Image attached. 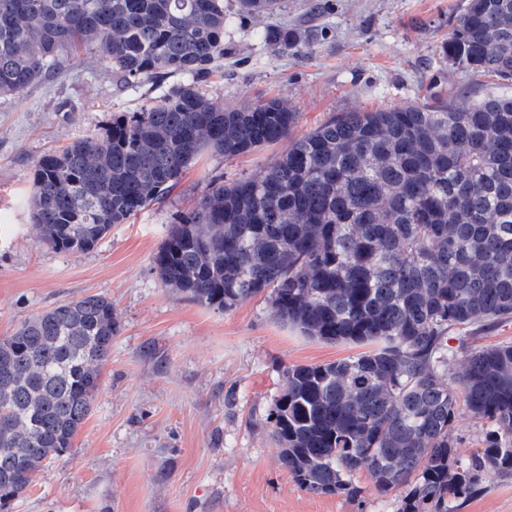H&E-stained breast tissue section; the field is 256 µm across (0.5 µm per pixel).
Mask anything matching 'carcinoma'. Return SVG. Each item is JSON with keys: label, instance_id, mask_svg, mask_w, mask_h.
I'll return each instance as SVG.
<instances>
[{"label": "carcinoma", "instance_id": "cac0c4a2", "mask_svg": "<svg viewBox=\"0 0 512 512\" xmlns=\"http://www.w3.org/2000/svg\"><path fill=\"white\" fill-rule=\"evenodd\" d=\"M0 0V96L50 77L77 48L118 81H185L103 131L34 162L38 243L86 251L168 197L206 154L235 157L288 138L277 98L218 107L201 84L235 53L231 15L282 0ZM313 30L272 26L275 54L310 49ZM444 58L512 81V0H470ZM162 284L227 311L257 296L305 336L365 351L292 365L268 414L282 465L304 490L358 498L367 470L397 512H458L490 470L512 476V343L466 349L512 318V98L331 114L276 162L211 180L153 256ZM117 322L99 295L60 302L0 339V512L62 457L89 414ZM458 337H452V334ZM456 339L465 358L448 379ZM469 414L482 448L456 454Z\"/></svg>", "mask_w": 512, "mask_h": 512}]
</instances>
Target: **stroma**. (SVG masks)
<instances>
[{"label": "stroma", "mask_w": 512, "mask_h": 512, "mask_svg": "<svg viewBox=\"0 0 512 512\" xmlns=\"http://www.w3.org/2000/svg\"><path fill=\"white\" fill-rule=\"evenodd\" d=\"M289 29H316L305 55L278 56L256 34L271 22L233 20L236 54L204 85L216 105L285 101L293 135L334 112L487 97L512 98V81L452 68L442 45L469 0H287ZM163 86L117 84L95 53L79 52L55 75L0 98V338L62 301L100 295L119 330L92 409L70 450L38 471L10 512H396L398 496L305 491L282 466L266 417L291 365L354 354L275 320L263 297L214 311L165 288L152 259L176 213L208 179L258 173L279 142L230 159L204 154L174 191L130 223L113 225L88 251L40 245L29 215L37 157L97 133L112 117L162 95ZM459 512H512V477L494 472Z\"/></svg>", "instance_id": "obj_1"}]
</instances>
